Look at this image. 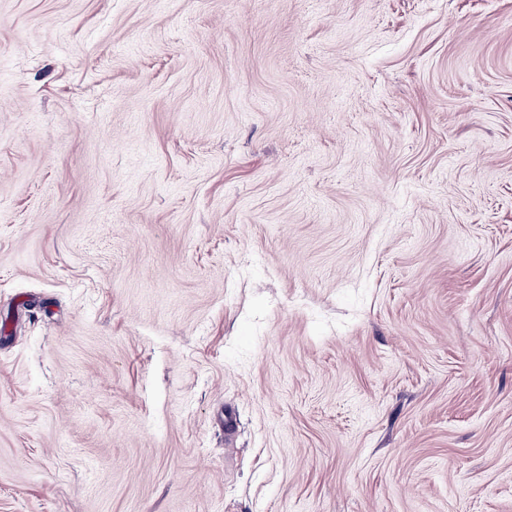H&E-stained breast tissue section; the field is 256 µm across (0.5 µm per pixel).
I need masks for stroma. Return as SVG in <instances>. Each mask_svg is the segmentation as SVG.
Listing matches in <instances>:
<instances>
[{
  "label": "stroma",
  "mask_w": 512,
  "mask_h": 512,
  "mask_svg": "<svg viewBox=\"0 0 512 512\" xmlns=\"http://www.w3.org/2000/svg\"><path fill=\"white\" fill-rule=\"evenodd\" d=\"M0 512H512V0H0Z\"/></svg>",
  "instance_id": "1"
}]
</instances>
